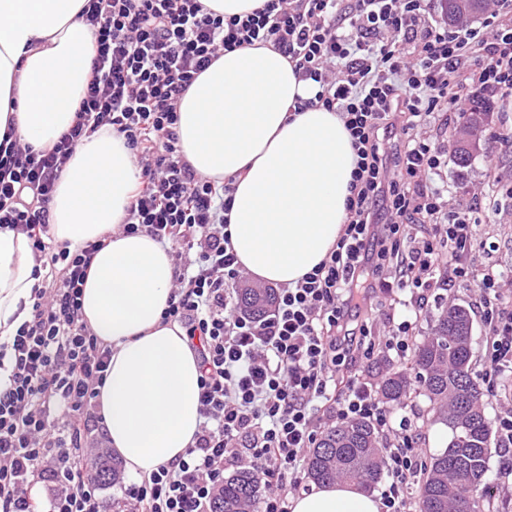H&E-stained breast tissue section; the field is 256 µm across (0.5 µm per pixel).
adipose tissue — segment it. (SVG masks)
<instances>
[{"label": "adipose tissue", "mask_w": 512, "mask_h": 512, "mask_svg": "<svg viewBox=\"0 0 512 512\" xmlns=\"http://www.w3.org/2000/svg\"><path fill=\"white\" fill-rule=\"evenodd\" d=\"M83 5L0 0V136L10 130L39 148L72 124L94 51ZM317 90L280 52L255 45L220 55L178 104L181 152L197 173L232 180L230 245L261 283L300 280L335 247L346 222L351 136L337 113L295 109ZM134 182L123 137L97 131L58 176L50 232L73 252L104 242L81 298L88 326L112 347L98 403L113 451L147 478L191 443L201 373L183 329L161 322L171 255L148 234L121 229ZM33 266L26 238L0 229V344L30 318ZM291 512H379V503L356 484H325L293 498Z\"/></svg>", "instance_id": "ef3b65f1"}]
</instances>
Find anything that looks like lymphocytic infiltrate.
<instances>
[{"mask_svg": "<svg viewBox=\"0 0 512 512\" xmlns=\"http://www.w3.org/2000/svg\"><path fill=\"white\" fill-rule=\"evenodd\" d=\"M80 16L95 55L73 123L46 148L0 140V228L27 238L40 281L0 391V512H212L238 462L267 488L257 512H289L323 421L356 419L387 438L381 512H410L422 467L415 426L383 405L357 361L378 348L407 359L430 288L466 282L489 327L479 378L491 389L512 381V310L498 298L508 276L472 262L488 215L448 203L442 151L424 131L440 113L512 98V25L494 9L480 26L452 29L425 0H264L229 18L202 0H86ZM258 43L318 84L310 103L343 119L356 167L335 248L252 319L232 296L243 278L224 218L232 187L184 160L176 125L197 76ZM103 128L124 136L137 171L122 230L146 232L172 256L162 321L184 330L201 368L191 445L150 478L120 481L114 498L90 468L112 348L81 311L100 244L70 253L49 224L59 172ZM418 220L435 224L434 238L410 239Z\"/></svg>", "mask_w": 512, "mask_h": 512, "instance_id": "f902f5d3", "label": "lymphocytic infiltrate"}]
</instances>
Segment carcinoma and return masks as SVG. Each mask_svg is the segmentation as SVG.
<instances>
[{"label":"carcinoma","instance_id":"obj_1","mask_svg":"<svg viewBox=\"0 0 512 512\" xmlns=\"http://www.w3.org/2000/svg\"><path fill=\"white\" fill-rule=\"evenodd\" d=\"M272 288L237 289V309L252 318L269 313ZM472 317L468 308L439 302L430 335L413 343L410 370L388 372L378 393L400 405L417 383L435 421L449 433L446 449L430 456L416 481L420 512H459L463 495L472 493L471 512H494L489 494L492 422L474 379L471 361ZM308 479L317 485L350 481L371 491L383 480L381 443L367 420L331 425L323 430L307 456ZM117 476L109 457L97 462V479L106 484ZM263 484L249 469L224 477L213 512H247L256 508Z\"/></svg>","mask_w":512,"mask_h":512}]
</instances>
